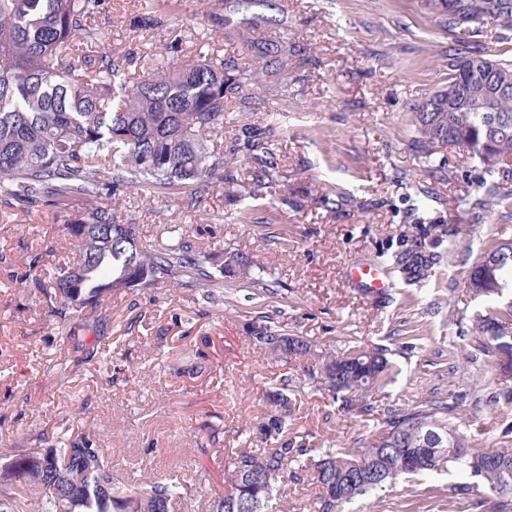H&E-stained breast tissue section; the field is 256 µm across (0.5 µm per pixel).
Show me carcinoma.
Here are the masks:
<instances>
[{
    "instance_id": "obj_1",
    "label": "carcinoma",
    "mask_w": 512,
    "mask_h": 512,
    "mask_svg": "<svg viewBox=\"0 0 512 512\" xmlns=\"http://www.w3.org/2000/svg\"><path fill=\"white\" fill-rule=\"evenodd\" d=\"M104 0H0V196L26 208H62L81 201L85 210L70 221V236L78 241L79 258L57 269L49 302L59 299L77 313L126 288L152 286L187 277L206 286L224 277L249 275L252 260L231 253L219 265L205 260L193 243L179 237L163 248L141 243L135 224L118 223L100 200L120 185L156 189L205 181L218 174L234 181L224 151L209 144L224 129V107L241 80L262 82L254 67L241 71L222 56L173 65L158 78L147 71L135 82L112 54L92 59L72 53L73 43L93 41L94 25ZM460 8L441 10V0H425L448 31L481 32L488 21L512 26V0H458ZM484 57L473 42L464 55L449 59L452 83ZM494 76L511 87L506 94L485 96L483 77L472 71L466 92L482 106L462 110L453 99L436 92L415 108L412 121L415 147L429 159L440 151V135L453 138L458 150L479 160L490 172L512 180V65L494 62ZM254 160L258 187L273 182L278 167L266 143L244 145ZM484 257L494 274L512 279V242L501 243ZM432 259L405 257L409 274L418 278ZM112 270V276L91 283L93 274ZM468 288L491 306L475 312L472 334L475 350L488 366L512 369V308L505 319L499 310L512 294L498 293L491 281L470 275ZM250 343L284 362L311 354L312 343L302 336L274 329L263 317L249 330ZM384 347L355 346L324 359L321 384L347 412L368 413L367 394L392 372ZM297 381L283 377L264 396L267 407L259 430L279 436L271 448H243L234 453L224 474V493L216 512H267L290 486L312 489L310 512H340L354 499L402 479L457 466L470 478L448 486V499H471L484 505L488 498L512 499V440L496 448H473L452 421L455 406L429 401L383 420L368 443L358 448H333L320 442L288 441L287 417L296 396ZM7 469L35 488L36 512H171L187 485L156 481L149 488L112 491V463L101 448L85 440L80 446L52 448L22 455Z\"/></svg>"
}]
</instances>
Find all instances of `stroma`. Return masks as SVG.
I'll use <instances>...</instances> for the list:
<instances>
[{
    "instance_id": "obj_1",
    "label": "stroma",
    "mask_w": 512,
    "mask_h": 512,
    "mask_svg": "<svg viewBox=\"0 0 512 512\" xmlns=\"http://www.w3.org/2000/svg\"><path fill=\"white\" fill-rule=\"evenodd\" d=\"M96 43L76 55L128 53L136 81L175 63L219 55L250 69L278 67L290 34L287 89L241 88L226 105L222 140L236 150V183L211 181L146 192L119 188L107 204L161 247L182 236L212 263L242 252L262 270L251 283L205 288L160 283L113 292L86 308L84 337L63 305L48 306L56 266L71 256L67 225L82 202L32 211L0 198V489L33 512L34 495L11 481L12 456L88 437L112 459V485L177 479L191 485L173 512H213L225 462L260 447L265 390L282 376L305 384L288 436L350 448L391 411L440 399L476 448L512 426V379L491 373L469 334L484 300L467 289L472 266L512 240V198L476 208L498 175L447 149L424 158L412 112L448 86V51L469 37L440 26L424 0H106ZM270 144L277 181L249 198L253 168L240 149ZM433 255L425 279L399 259ZM385 269L387 294L352 283L353 265ZM303 336L316 352L288 363L248 343L258 316ZM384 345L395 369L370 395L368 414L344 412L305 379L321 356ZM457 467L371 491L345 512H497L449 501Z\"/></svg>"
}]
</instances>
